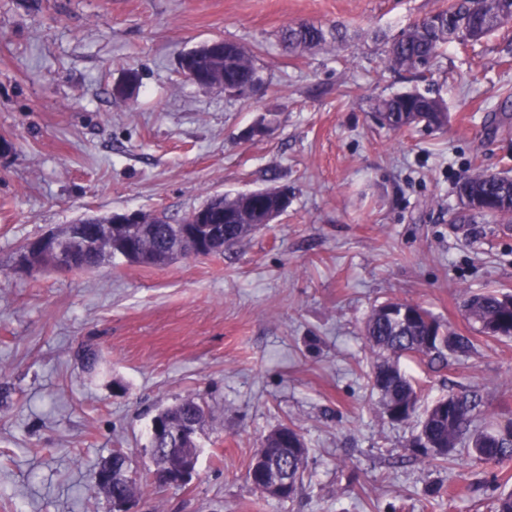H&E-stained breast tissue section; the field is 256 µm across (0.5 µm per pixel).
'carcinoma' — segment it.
Wrapping results in <instances>:
<instances>
[{"label": "carcinoma", "mask_w": 512, "mask_h": 512, "mask_svg": "<svg viewBox=\"0 0 512 512\" xmlns=\"http://www.w3.org/2000/svg\"><path fill=\"white\" fill-rule=\"evenodd\" d=\"M511 24L512 0H448V7L422 18L392 40L387 63L394 71L422 76L448 45L475 44ZM281 40L288 47L313 52L322 50L327 42L322 28L303 20L284 26ZM218 45L225 46V80L245 85L259 79L246 48L223 39L218 40ZM205 47L202 43L200 48L185 52L181 69L198 76L212 69L216 58L208 55ZM373 118L380 126L399 132L420 124L440 128L448 123V112L442 100L415 90L380 99ZM457 193L465 209L501 224H512V176L475 170L460 178ZM277 209L278 198L261 189L245 198L224 197V213L231 214V220L224 222V250L237 247L268 213ZM151 228V234L133 235L123 245L103 239L96 252L87 257L84 270H95L112 261L116 254L127 259L132 251L148 261L163 253L169 243L167 225L153 224ZM463 311L480 334L512 339V294L491 289L472 292L464 301ZM363 336L368 350L379 358L372 365L368 380L381 413L388 417L398 406L411 410L404 421L416 422L413 440L431 444L429 448L411 449L415 458L431 464L449 462L466 450L485 462L512 459V422L474 427L481 399L471 391L450 393L420 415L417 384L401 367V360L413 359L431 369L444 370L449 358L474 347L473 337L444 326L421 305L401 300L376 306L364 323ZM158 416L172 421L190 419L200 425L205 408L187 398L159 411ZM307 458V444L302 439L300 448L288 456V479L294 487L302 484ZM98 469L126 473L130 471L129 458L114 454L102 460Z\"/></svg>", "instance_id": "obj_1"}]
</instances>
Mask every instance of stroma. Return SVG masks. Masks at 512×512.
<instances>
[{
    "label": "stroma",
    "instance_id": "stroma-1",
    "mask_svg": "<svg viewBox=\"0 0 512 512\" xmlns=\"http://www.w3.org/2000/svg\"><path fill=\"white\" fill-rule=\"evenodd\" d=\"M447 4L0 0V512H112L95 472L117 452L132 460L133 512H494L512 461L415 459L414 422L383 417L371 392L362 336L393 298L467 335V292L512 293V224L453 220L463 175L512 170V26L473 52L448 45L422 80L384 67L391 39ZM298 20L322 27V51L281 44ZM215 37L253 53L256 96L183 77L181 54ZM130 69L135 97H115ZM415 89L443 100L447 128L375 122L378 98ZM265 112L272 131L243 140ZM273 181L287 211L224 255L14 268L20 244L79 218L176 220ZM402 367L421 406L473 390L476 426L512 421V340L478 338L443 371ZM189 397L207 409L197 474L160 489L151 421ZM284 424L309 448L289 500L246 480Z\"/></svg>",
    "mask_w": 512,
    "mask_h": 512
}]
</instances>
